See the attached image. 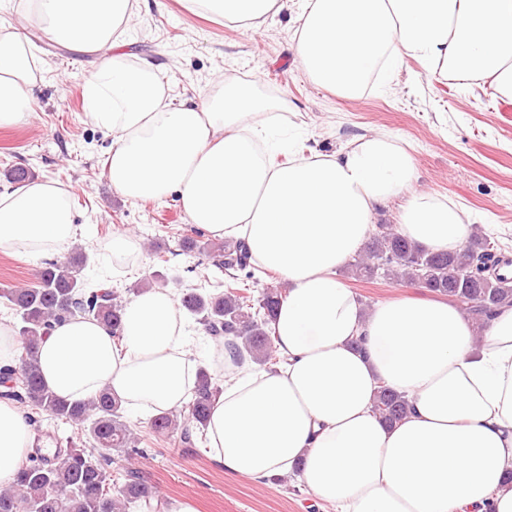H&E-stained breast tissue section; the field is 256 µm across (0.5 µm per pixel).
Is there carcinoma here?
Instances as JSON below:
<instances>
[{"label": "carcinoma", "mask_w": 512, "mask_h": 512, "mask_svg": "<svg viewBox=\"0 0 512 512\" xmlns=\"http://www.w3.org/2000/svg\"><path fill=\"white\" fill-rule=\"evenodd\" d=\"M183 251L208 250L214 266L227 273L231 282L215 293L194 290L183 293L181 306L216 341L233 350L235 361L247 358L262 366L280 363L272 338L271 323L283 299L276 288H263L254 297L238 287L235 273L254 278L249 250L242 242L202 244L194 238L182 241ZM497 246L479 233L467 238L454 252H431L401 236L392 224H377L348 266L360 279L401 280L456 301L462 309L487 327L493 313L512 306V287L491 273ZM87 255L74 249L51 260L28 287L1 288L0 299L14 311L24 351L16 366L0 369V401L20 404L34 415L74 426L84 443L72 440L58 450L53 462L32 456L15 480L0 489V512H127L131 505L161 508L155 491L140 471L129 465H113L111 451L129 459L144 454L140 438L125 419L122 405L108 390L87 400H68L55 395L44 383L36 364L41 340L57 322L71 317L96 318L112 325L120 335L124 304L108 289L87 291L83 270ZM222 389L203 366L198 367L191 400L180 410L165 411L150 420L157 436L179 433V442L194 447V439L205 433L216 398ZM410 405L405 396L381 386L373 411L387 426L402 421ZM114 469L107 470V467Z\"/></svg>", "instance_id": "obj_1"}]
</instances>
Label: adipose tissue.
I'll list each match as a JSON object with an SVG mask.
<instances>
[{
  "instance_id": "adipose-tissue-1",
  "label": "adipose tissue",
  "mask_w": 512,
  "mask_h": 512,
  "mask_svg": "<svg viewBox=\"0 0 512 512\" xmlns=\"http://www.w3.org/2000/svg\"><path fill=\"white\" fill-rule=\"evenodd\" d=\"M186 10L260 29L285 0H182ZM57 43L97 55L84 79L87 117L111 130L113 189L129 201L178 193L190 224L246 243L288 292L272 324L283 360L236 365L207 428L211 459L269 481L299 468L336 512H512V306L483 337L455 305L388 299L365 309L337 274L372 231L377 209L409 194L397 230L453 252L473 224L447 197L415 190L408 144L360 137L334 153L278 162L257 121L265 100L228 84L204 104L173 103L157 65L125 50L139 0H17ZM295 55L311 81L354 100L412 58L451 80L481 82L512 99V0H302ZM46 62L0 26V128L23 122ZM81 226L72 192L32 181L0 193V253L36 260L64 251ZM361 339V350L351 340ZM37 360L46 385L70 400L109 390L138 415L182 408L198 362L173 292L146 288L126 304L120 335L96 319L54 325ZM403 394L392 428L372 410L379 385ZM34 444L20 409L0 403V485Z\"/></svg>"
}]
</instances>
